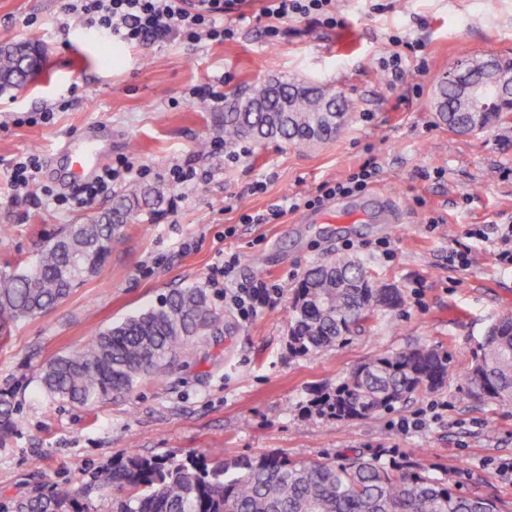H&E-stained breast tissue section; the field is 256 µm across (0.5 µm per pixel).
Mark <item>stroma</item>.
Returning a JSON list of instances; mask_svg holds the SVG:
<instances>
[{
	"instance_id": "35a3bbf8",
	"label": "stroma",
	"mask_w": 512,
	"mask_h": 512,
	"mask_svg": "<svg viewBox=\"0 0 512 512\" xmlns=\"http://www.w3.org/2000/svg\"><path fill=\"white\" fill-rule=\"evenodd\" d=\"M69 4L0 0V45L30 40L44 53L40 74L0 93V272L31 268L64 225L113 201L107 195L68 208L38 190L17 195L7 169L26 153L40 156L41 183L68 197L79 184L59 178L60 147L87 133L106 141L105 164L124 156L164 175L188 163L204 177L186 187L163 179V213L122 227L107 261L68 299L0 335V394L11 398L17 422L0 438V495L45 483L67 487L131 451L234 457L277 450L307 459L387 448L512 503V404L478 398L463 382L478 343L502 308L512 307V266L486 240L499 225H512V115L462 135L449 131L432 104L437 82L457 60L512 58V0H335L339 25L292 20L273 43L257 20L259 0H242L234 10L247 19L234 39L114 47L70 15ZM394 35L420 46L395 48ZM396 52L397 71L390 62ZM272 80L340 95L348 112L343 132L309 147L243 138L230 158L198 151V141L222 137L224 109L197 111L194 88L207 85L228 98ZM369 161L377 174L368 187L309 208V222L294 212L272 224L242 221L297 193L316 197L324 182ZM383 201L397 223L378 222ZM363 204L365 219L336 215ZM383 241L390 257L380 252ZM453 251L468 253L470 265L449 262ZM231 253L241 259L237 283L261 281L274 290L247 320L225 305L223 289L206 286ZM341 256L399 288L402 306L343 345L291 355L295 288L313 265ZM195 285L206 287L223 325L195 337L164 374L90 407L43 391L40 372L52 358L156 305L169 289ZM416 341L447 351L450 376L442 387L366 420L302 413L309 390ZM431 405L437 416L423 429H397L400 418Z\"/></svg>"
}]
</instances>
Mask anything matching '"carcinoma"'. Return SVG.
<instances>
[{
	"instance_id": "carcinoma-1",
	"label": "carcinoma",
	"mask_w": 512,
	"mask_h": 512,
	"mask_svg": "<svg viewBox=\"0 0 512 512\" xmlns=\"http://www.w3.org/2000/svg\"><path fill=\"white\" fill-rule=\"evenodd\" d=\"M42 49L31 42L0 46V91L23 86L41 70ZM439 118L453 131L467 124L454 111L455 88L440 82ZM334 97L316 85L258 83L224 113V143L250 137L295 146L329 140L342 130ZM507 96L490 98L482 128L504 117ZM164 190L133 184L112 207L85 224H67L28 270L0 274V328L40 315L66 300L105 263L112 238L125 224L162 210ZM397 288L380 287L367 267L344 257L312 268L289 307L288 350L305 356L346 343L362 323L397 309ZM219 328L205 289L174 288L147 307L98 331L83 348L59 355L42 370L51 397L92 406L130 391L142 376L160 372L190 337ZM450 375L448 354L425 343L362 362L335 383L314 389L303 409L309 416L364 420L394 411ZM468 389L500 404L512 403V310L498 316L474 352L465 375ZM15 424L7 395L0 396V432ZM122 490L125 495L114 496ZM112 497V512H512V505L437 477L420 460L380 450L296 460L280 451L233 458L189 452L156 456L130 453L96 468L70 489L49 487L0 501V512H91L89 497Z\"/></svg>"
}]
</instances>
